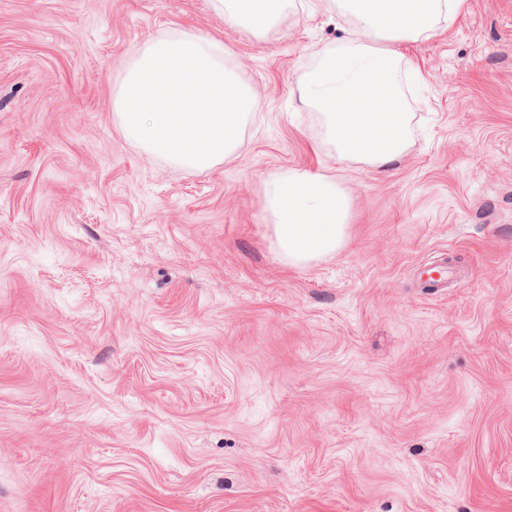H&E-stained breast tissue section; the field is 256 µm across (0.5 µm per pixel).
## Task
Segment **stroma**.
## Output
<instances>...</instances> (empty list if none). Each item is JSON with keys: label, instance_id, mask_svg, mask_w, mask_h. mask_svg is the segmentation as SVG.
<instances>
[{"label": "stroma", "instance_id": "35a3bbf8", "mask_svg": "<svg viewBox=\"0 0 512 512\" xmlns=\"http://www.w3.org/2000/svg\"><path fill=\"white\" fill-rule=\"evenodd\" d=\"M210 0H0V512H512V0L402 46L412 151L339 163L293 91L351 29ZM219 43L256 96L187 171L112 101L146 42ZM351 230L291 269L269 174ZM224 19L252 34L265 37L275 32L289 14H296L295 0H211Z\"/></svg>", "mask_w": 512, "mask_h": 512}]
</instances>
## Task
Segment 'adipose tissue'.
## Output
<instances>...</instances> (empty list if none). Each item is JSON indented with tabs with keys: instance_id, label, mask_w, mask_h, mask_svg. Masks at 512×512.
Here are the masks:
<instances>
[{
	"instance_id": "1",
	"label": "adipose tissue",
	"mask_w": 512,
	"mask_h": 512,
	"mask_svg": "<svg viewBox=\"0 0 512 512\" xmlns=\"http://www.w3.org/2000/svg\"><path fill=\"white\" fill-rule=\"evenodd\" d=\"M225 20L264 37L297 13L295 0H211ZM347 19L352 36L323 58L297 86L300 101L318 113L325 141L339 162L384 171L413 145L412 114L399 81L408 64L400 45L452 25L465 0H325ZM265 210L271 245L288 266L333 256L348 236L350 201L332 177L300 170L271 174Z\"/></svg>"
}]
</instances>
